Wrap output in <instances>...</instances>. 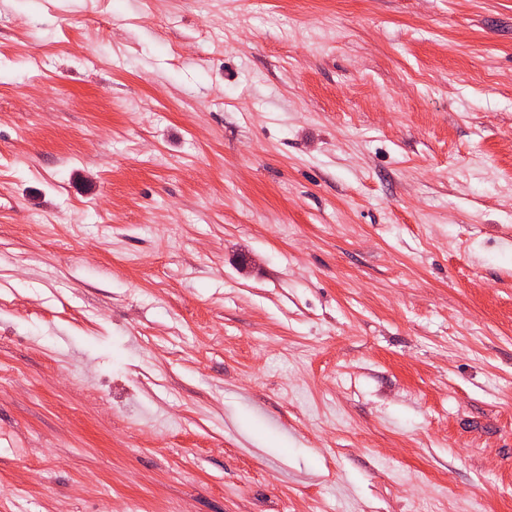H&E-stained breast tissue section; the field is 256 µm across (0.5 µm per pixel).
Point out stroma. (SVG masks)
<instances>
[{
	"label": "stroma",
	"mask_w": 512,
	"mask_h": 512,
	"mask_svg": "<svg viewBox=\"0 0 512 512\" xmlns=\"http://www.w3.org/2000/svg\"><path fill=\"white\" fill-rule=\"evenodd\" d=\"M0 512H512V0H0Z\"/></svg>",
	"instance_id": "1"
}]
</instances>
